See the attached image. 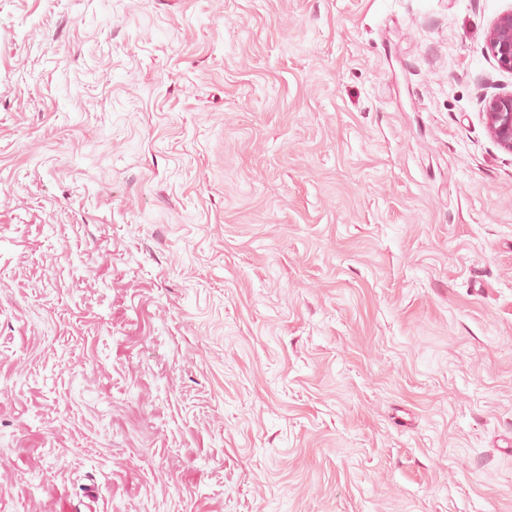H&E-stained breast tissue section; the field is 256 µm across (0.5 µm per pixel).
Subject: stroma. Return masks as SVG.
I'll use <instances>...</instances> for the list:
<instances>
[{"label": "stroma", "instance_id": "35a3bbf8", "mask_svg": "<svg viewBox=\"0 0 512 512\" xmlns=\"http://www.w3.org/2000/svg\"><path fill=\"white\" fill-rule=\"evenodd\" d=\"M510 9L0 0V512H512ZM487 50L502 69L512 71V10L493 20L488 32ZM489 135L505 151L512 152V92L492 97L483 112Z\"/></svg>", "mask_w": 512, "mask_h": 512}]
</instances>
